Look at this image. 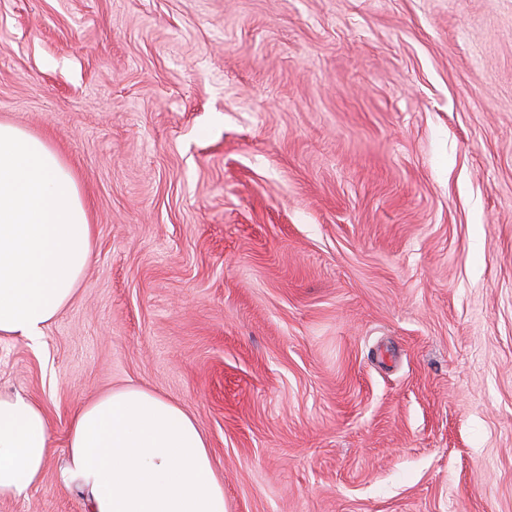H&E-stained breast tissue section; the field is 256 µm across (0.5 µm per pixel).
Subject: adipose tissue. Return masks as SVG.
<instances>
[{
	"mask_svg": "<svg viewBox=\"0 0 512 512\" xmlns=\"http://www.w3.org/2000/svg\"><path fill=\"white\" fill-rule=\"evenodd\" d=\"M92 228L72 169L43 138L0 123V338L39 339L88 265ZM41 404L0 394V500L43 480ZM66 485L88 512H224V488L195 421L129 385L84 404L69 425Z\"/></svg>",
	"mask_w": 512,
	"mask_h": 512,
	"instance_id": "ef3b65f1",
	"label": "adipose tissue"
}]
</instances>
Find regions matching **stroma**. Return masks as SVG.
<instances>
[{
	"label": "stroma",
	"instance_id": "35a3bbf8",
	"mask_svg": "<svg viewBox=\"0 0 512 512\" xmlns=\"http://www.w3.org/2000/svg\"><path fill=\"white\" fill-rule=\"evenodd\" d=\"M0 121L46 138L92 259L0 393L86 512L69 423L138 385L226 512H512V0H0Z\"/></svg>",
	"mask_w": 512,
	"mask_h": 512
}]
</instances>
